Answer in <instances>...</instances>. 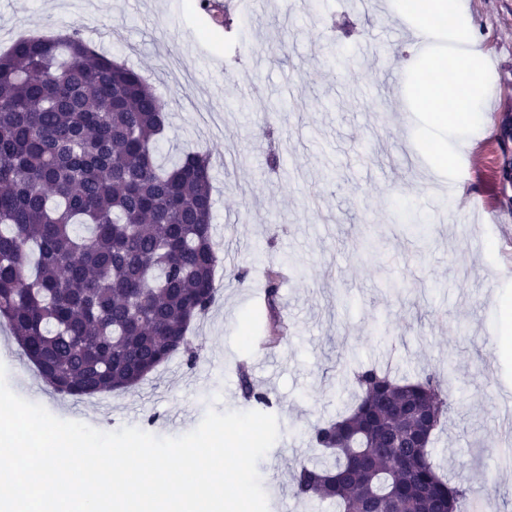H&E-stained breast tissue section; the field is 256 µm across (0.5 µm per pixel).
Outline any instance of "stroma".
Returning <instances> with one entry per match:
<instances>
[{
	"label": "stroma",
	"mask_w": 512,
	"mask_h": 512,
	"mask_svg": "<svg viewBox=\"0 0 512 512\" xmlns=\"http://www.w3.org/2000/svg\"><path fill=\"white\" fill-rule=\"evenodd\" d=\"M491 125L449 175L425 151L429 119L411 103L424 59L392 0H259L246 31L210 23L198 0H0V51L22 36L78 30L138 69L165 103L160 160L208 153L213 235L222 262L215 304L179 353L124 391L63 397L0 333L9 387L63 420L161 437L195 429L209 407L249 410L240 365L271 401L279 438L259 461L268 512H328L296 499L291 472L320 454L313 425L353 401L350 371L448 374L452 409L434 434L440 474L495 495L512 512V0H467ZM463 182L483 207L452 206L430 186ZM281 266L287 338L252 346L265 271Z\"/></svg>",
	"instance_id": "35a3bbf8"
}]
</instances>
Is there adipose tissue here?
<instances>
[{
    "label": "adipose tissue",
    "instance_id": "adipose-tissue-1",
    "mask_svg": "<svg viewBox=\"0 0 512 512\" xmlns=\"http://www.w3.org/2000/svg\"><path fill=\"white\" fill-rule=\"evenodd\" d=\"M396 12L415 19L419 30L444 28L449 13L467 9L465 0H394ZM488 48L479 38H471L462 56L447 60L436 57L426 62L416 89L422 111L428 112L432 126L448 129L452 141L431 140L430 150L439 158L447 159L449 145L457 149L469 148L488 123L485 99L478 92V74L473 61L485 59Z\"/></svg>",
    "mask_w": 512,
    "mask_h": 512
}]
</instances>
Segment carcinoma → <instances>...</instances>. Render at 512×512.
I'll list each match as a JSON object with an SVG mask.
<instances>
[{"instance_id":"carcinoma-1","label":"carcinoma","mask_w":512,"mask_h":512,"mask_svg":"<svg viewBox=\"0 0 512 512\" xmlns=\"http://www.w3.org/2000/svg\"><path fill=\"white\" fill-rule=\"evenodd\" d=\"M165 106L144 76L72 30L0 53V320L56 393L130 388L186 349L215 304L211 167L157 161ZM85 225L89 234L75 227ZM277 269L265 273V343L279 345ZM345 414L313 426L333 459L299 464L292 492L336 512H466L429 445L451 408L441 380L360 366ZM248 402L269 406L247 374Z\"/></svg>"}]
</instances>
